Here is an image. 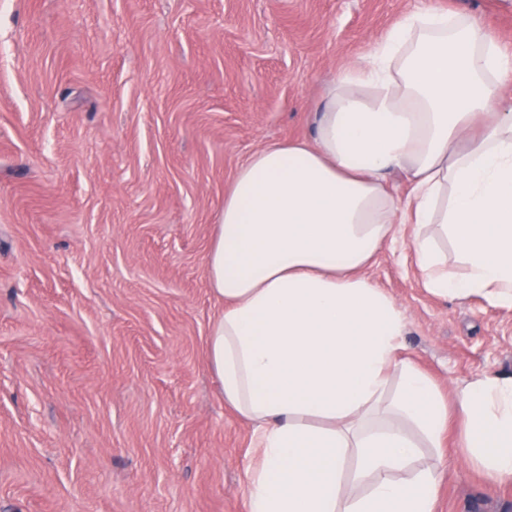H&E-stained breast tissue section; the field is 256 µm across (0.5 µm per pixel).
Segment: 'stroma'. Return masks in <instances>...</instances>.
Masks as SVG:
<instances>
[{"label":"stroma","mask_w":512,"mask_h":512,"mask_svg":"<svg viewBox=\"0 0 512 512\" xmlns=\"http://www.w3.org/2000/svg\"><path fill=\"white\" fill-rule=\"evenodd\" d=\"M512 0H9L0 7V512H246L252 428L225 405L205 266L259 147L313 135L398 18ZM404 358L450 395L512 374V310L430 294L408 249L368 270ZM434 512H512L456 432Z\"/></svg>","instance_id":"1"}]
</instances>
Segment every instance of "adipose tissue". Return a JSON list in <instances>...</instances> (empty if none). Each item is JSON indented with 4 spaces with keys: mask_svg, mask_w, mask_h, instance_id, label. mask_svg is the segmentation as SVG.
<instances>
[{
    "mask_svg": "<svg viewBox=\"0 0 512 512\" xmlns=\"http://www.w3.org/2000/svg\"><path fill=\"white\" fill-rule=\"evenodd\" d=\"M509 74L487 20L403 15L341 68L311 140L236 170L206 262L223 305L207 348L256 438L247 512H434L438 474L417 461L452 406L468 459L512 481V375L444 399L402 359L405 317L364 274L405 240L431 293L512 310Z\"/></svg>",
    "mask_w": 512,
    "mask_h": 512,
    "instance_id": "adipose-tissue-1",
    "label": "adipose tissue"
}]
</instances>
